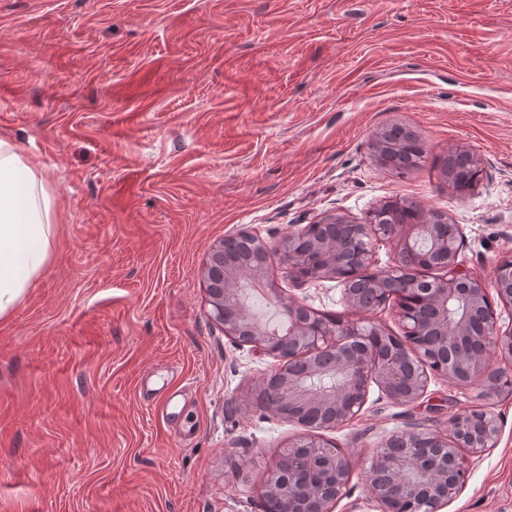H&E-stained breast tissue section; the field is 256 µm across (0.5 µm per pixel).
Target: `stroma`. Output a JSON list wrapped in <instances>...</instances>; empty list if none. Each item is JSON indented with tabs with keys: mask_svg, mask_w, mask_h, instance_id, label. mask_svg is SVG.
I'll use <instances>...</instances> for the list:
<instances>
[{
	"mask_svg": "<svg viewBox=\"0 0 512 512\" xmlns=\"http://www.w3.org/2000/svg\"><path fill=\"white\" fill-rule=\"evenodd\" d=\"M393 124L419 135L420 168L376 158ZM0 137L58 203L46 269L0 318V512H265L302 429L256 406L278 362L213 320L211 250L361 224L397 196L461 225V263L491 280L512 257V0H0ZM455 149L482 169L464 195L441 174ZM272 274L284 299L354 319L336 280ZM491 366L495 388H374L323 430L352 461L334 512H380L365 470L383 440L473 410L498 443L462 450L442 512H512V358ZM179 385L170 423L157 408Z\"/></svg>",
	"mask_w": 512,
	"mask_h": 512,
	"instance_id": "obj_1",
	"label": "stroma"
}]
</instances>
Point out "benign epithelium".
Masks as SVG:
<instances>
[{"mask_svg":"<svg viewBox=\"0 0 512 512\" xmlns=\"http://www.w3.org/2000/svg\"><path fill=\"white\" fill-rule=\"evenodd\" d=\"M328 223L350 225V237L325 240L308 249L303 242L311 234V224L277 248L251 233L243 236L261 245L268 265L279 259L292 278L336 279L344 287L347 303L359 312L389 303L398 292L417 294L429 312L398 307L403 335L386 342L381 327L366 318L332 325L291 301L283 305L288 312V335L281 336L255 322L236 288L238 276L224 272V243L213 247L205 267L206 282L216 285L210 294L212 316L234 342L252 345L281 362L270 376L273 398L266 408L303 429L284 447L264 484V492L276 497V512H333L345 494L351 462L318 431L356 417L367 403L371 385L395 402L410 404L423 398L431 376L451 377L459 364L471 379L491 388L499 379V373L490 368L491 355L512 357V326L500 329L485 282L460 267V225L352 224L340 214L320 221ZM375 238L400 239L395 266L371 270ZM414 256L441 274H422V267L412 263ZM354 263L371 278L368 303L351 294L354 274L349 265ZM394 280L403 285L398 292L389 287ZM493 288L500 301L511 307V258L497 264ZM476 314L482 318L480 352L455 363L448 360V350L468 335ZM499 432L497 418L481 410L456 416L446 437L430 431L397 432L373 452L367 470L369 491L382 512H441L462 488L461 449L476 454L493 448Z\"/></svg>","mask_w":512,"mask_h":512,"instance_id":"1","label":"benign epithelium"}]
</instances>
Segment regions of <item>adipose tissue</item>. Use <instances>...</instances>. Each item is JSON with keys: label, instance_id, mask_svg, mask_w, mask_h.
Wrapping results in <instances>:
<instances>
[{"label": "adipose tissue", "instance_id": "obj_1", "mask_svg": "<svg viewBox=\"0 0 512 512\" xmlns=\"http://www.w3.org/2000/svg\"><path fill=\"white\" fill-rule=\"evenodd\" d=\"M55 214L44 173L14 142L0 138V317L17 307L44 271Z\"/></svg>", "mask_w": 512, "mask_h": 512}]
</instances>
